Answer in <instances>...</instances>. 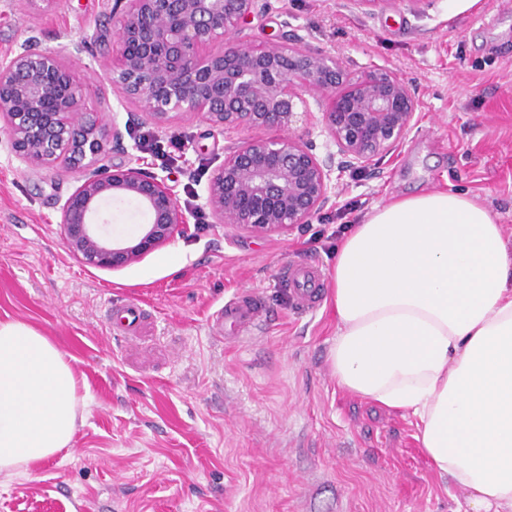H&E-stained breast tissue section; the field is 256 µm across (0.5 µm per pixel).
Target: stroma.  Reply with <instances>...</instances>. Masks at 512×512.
Masks as SVG:
<instances>
[{"label":"stroma","instance_id":"1","mask_svg":"<svg viewBox=\"0 0 512 512\" xmlns=\"http://www.w3.org/2000/svg\"><path fill=\"white\" fill-rule=\"evenodd\" d=\"M106 11L107 0H0V55L32 35L44 49L95 32L114 39ZM244 34L251 46L300 40L353 71L394 70L418 101L414 126L371 170H346L333 207L260 235L212 223L205 207L208 179L242 133H210L199 116L163 128L140 116L106 162L141 157L188 226L115 270L84 265L66 246L59 207L80 174L29 170L0 132V318L48 336L84 399L68 448L0 473V512H459L461 495L433 473L415 419L337 388L330 282L306 313L284 273L307 265L327 277L345 225L423 188L468 192L512 241V0H266ZM102 52L73 65L108 111L117 95ZM144 134L180 137L184 149L161 164L143 153ZM241 293L264 306L259 335L212 322ZM121 301L144 311L136 333L110 324Z\"/></svg>","mask_w":512,"mask_h":512}]
</instances>
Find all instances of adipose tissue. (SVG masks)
I'll return each instance as SVG.
<instances>
[{"label": "adipose tissue", "instance_id": "1", "mask_svg": "<svg viewBox=\"0 0 512 512\" xmlns=\"http://www.w3.org/2000/svg\"><path fill=\"white\" fill-rule=\"evenodd\" d=\"M337 386L416 419L466 512H512V243L462 191L402 195L341 235L332 267ZM64 353L0 319V472L71 443L81 399Z\"/></svg>", "mask_w": 512, "mask_h": 512}]
</instances>
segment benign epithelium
<instances>
[{"label":"benign epithelium","instance_id":"obj_1","mask_svg":"<svg viewBox=\"0 0 512 512\" xmlns=\"http://www.w3.org/2000/svg\"><path fill=\"white\" fill-rule=\"evenodd\" d=\"M260 0H112L116 31L109 55L112 88L133 110L167 125L201 116L211 130L282 132L227 147L207 183L216 224L280 233L308 223L336 199L333 173L368 168L394 154L414 125L418 102L388 69L353 72L342 58L285 40L251 47L228 37L263 12ZM98 41L87 36L54 50L25 39L0 57V130L11 154L31 170L57 165L82 174L60 207L68 248L86 265L118 269L184 232L187 216L163 180L137 158L108 165L107 143L123 146L118 113L107 123L87 106L90 87L71 61ZM328 100L317 123L326 155L297 134L311 122L308 98ZM132 200L147 214L139 236L116 244L100 232L105 205Z\"/></svg>","mask_w":512,"mask_h":512}]
</instances>
